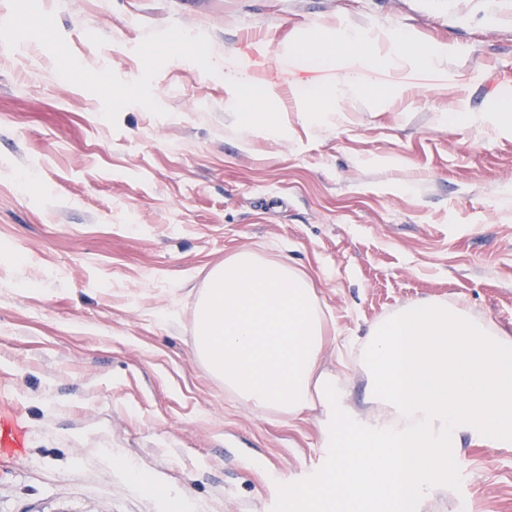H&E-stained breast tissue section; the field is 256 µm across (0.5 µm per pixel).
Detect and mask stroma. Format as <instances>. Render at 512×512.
<instances>
[{"mask_svg": "<svg viewBox=\"0 0 512 512\" xmlns=\"http://www.w3.org/2000/svg\"><path fill=\"white\" fill-rule=\"evenodd\" d=\"M33 13L47 27L6 22ZM345 24L452 45L448 68L385 98L377 62L333 101L346 123L312 128L300 91L336 70L294 45ZM186 35L260 79L280 137L239 128L254 90ZM511 105L512 0H0V411L27 429L0 512H281L321 477L314 417L238 402L192 348L206 275L241 248L315 271L341 341L427 298L512 333V136L460 120ZM459 499L512 512V448L465 441L422 512Z\"/></svg>", "mask_w": 512, "mask_h": 512, "instance_id": "1", "label": "stroma"}]
</instances>
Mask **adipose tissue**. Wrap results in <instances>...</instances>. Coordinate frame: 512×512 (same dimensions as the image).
I'll use <instances>...</instances> for the list:
<instances>
[{"instance_id":"1","label":"adipose tissue","mask_w":512,"mask_h":512,"mask_svg":"<svg viewBox=\"0 0 512 512\" xmlns=\"http://www.w3.org/2000/svg\"><path fill=\"white\" fill-rule=\"evenodd\" d=\"M331 65L336 83L319 100L359 86L378 57L394 70H438L448 50L408 33L383 39L337 28L332 40L300 48ZM193 348L226 392L286 420L317 411L334 459L321 482L290 484L281 512H418L448 481L463 438L512 447V333L445 299L418 300L353 337L366 412L336 374L322 370L327 313L310 274L287 258L240 249L212 268L195 301Z\"/></svg>"}]
</instances>
